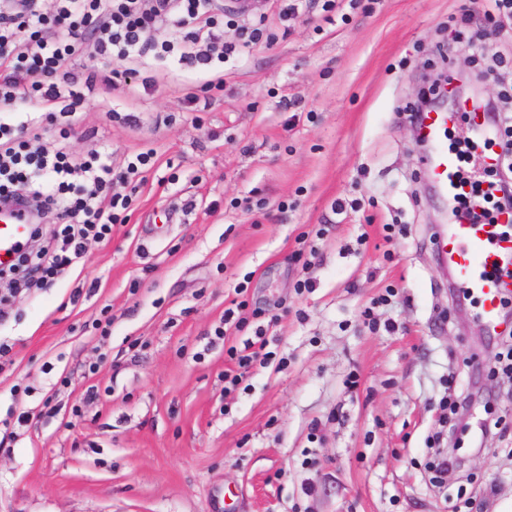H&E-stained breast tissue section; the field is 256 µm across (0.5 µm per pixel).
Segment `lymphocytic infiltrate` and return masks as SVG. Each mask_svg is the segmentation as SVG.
<instances>
[{
    "label": "lymphocytic infiltrate",
    "instance_id": "lymphocytic-infiltrate-1",
    "mask_svg": "<svg viewBox=\"0 0 512 512\" xmlns=\"http://www.w3.org/2000/svg\"><path fill=\"white\" fill-rule=\"evenodd\" d=\"M40 2L0 0V102L29 99L48 115L62 116L63 139L78 120L85 91L101 84L132 94L149 85L135 63L160 28L180 32L177 63L190 69L225 60L238 47L261 43L268 28L267 17L260 16L241 44L224 42L215 33L212 0H55L49 11ZM81 54L92 62L82 75L71 68L72 59ZM98 60L113 62V69H96ZM37 138L28 124L0 121V201L23 196L58 220L56 247L20 254L14 264L38 286L83 265L89 243L111 239L113 224L129 208L132 191L155 166L157 155L134 153L116 168L110 154L93 149L74 158L55 146H37ZM456 147L463 162L458 178L470 188L459 198L458 208L476 222L493 223L498 213L512 210V183L498 179L493 167L481 179L469 170L477 157L472 139L458 141ZM266 347L260 325L252 337L227 347L231 366L224 372L225 393L236 391L254 364L268 363Z\"/></svg>",
    "mask_w": 512,
    "mask_h": 512
}]
</instances>
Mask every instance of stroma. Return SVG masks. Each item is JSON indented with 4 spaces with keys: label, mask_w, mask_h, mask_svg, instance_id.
Instances as JSON below:
<instances>
[{
    "label": "stroma",
    "mask_w": 512,
    "mask_h": 512,
    "mask_svg": "<svg viewBox=\"0 0 512 512\" xmlns=\"http://www.w3.org/2000/svg\"><path fill=\"white\" fill-rule=\"evenodd\" d=\"M252 2L213 0L224 39L257 12L273 46L195 70L150 54L151 88L86 97L70 152L159 163L111 239L0 322V419L30 414L0 451V512H512L507 342L438 262L444 215L400 118L445 72L511 109L512 36L492 0H344L331 23L321 0L285 21ZM238 287L272 356L228 395L215 330ZM63 376L71 426L41 413Z\"/></svg>",
    "instance_id": "obj_1"
}]
</instances>
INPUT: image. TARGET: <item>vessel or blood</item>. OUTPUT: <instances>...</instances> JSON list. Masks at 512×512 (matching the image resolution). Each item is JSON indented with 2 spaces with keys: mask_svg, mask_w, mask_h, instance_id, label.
<instances>
[{
  "mask_svg": "<svg viewBox=\"0 0 512 512\" xmlns=\"http://www.w3.org/2000/svg\"><path fill=\"white\" fill-rule=\"evenodd\" d=\"M462 118L459 113L443 109L422 113L417 134L430 148L426 178L449 204L448 222L436 238L437 252L459 287L478 299L477 317L494 334L503 325L502 300L512 290V235L503 232L504 225L512 223V215L504 213L496 223L479 224L456 209L455 202L466 188L456 176L461 160L449 150L446 132ZM463 119L471 127L476 142H484L496 134L484 113L471 112ZM30 231L31 220L27 214L9 203L0 206L1 267L16 260Z\"/></svg>",
  "mask_w": 512,
  "mask_h": 512,
  "instance_id": "obj_1",
  "label": "vessel or blood"
}]
</instances>
